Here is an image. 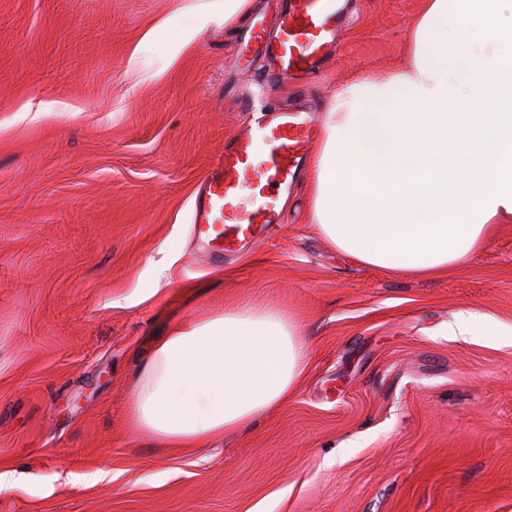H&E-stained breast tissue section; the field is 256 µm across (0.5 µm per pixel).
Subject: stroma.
I'll list each match as a JSON object with an SVG mask.
<instances>
[{"label":"stroma","instance_id":"35a3bbf8","mask_svg":"<svg viewBox=\"0 0 512 512\" xmlns=\"http://www.w3.org/2000/svg\"><path fill=\"white\" fill-rule=\"evenodd\" d=\"M351 2L317 73L281 86L262 58L234 69L248 22L224 0H0V512H512V220L437 276L336 251L304 180L240 250L192 231L252 108L321 115L403 62L420 0ZM237 302L300 322L293 396L205 448L132 433L155 341ZM462 310L478 329L451 337Z\"/></svg>","mask_w":512,"mask_h":512}]
</instances>
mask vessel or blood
I'll return each mask as SVG.
<instances>
[{
	"label": "vessel or blood",
	"mask_w": 512,
	"mask_h": 512,
	"mask_svg": "<svg viewBox=\"0 0 512 512\" xmlns=\"http://www.w3.org/2000/svg\"><path fill=\"white\" fill-rule=\"evenodd\" d=\"M277 29L267 34L256 22L238 51V63L262 56L272 64V81L299 80L316 72L335 46L347 0H274ZM317 120L304 110L272 108L271 118L248 126L225 143L194 201L197 238L212 251L233 250L280 223V197L292 187Z\"/></svg>",
	"instance_id": "obj_1"
}]
</instances>
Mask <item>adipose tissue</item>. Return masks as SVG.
<instances>
[{"instance_id": "obj_1", "label": "adipose tissue", "mask_w": 512, "mask_h": 512, "mask_svg": "<svg viewBox=\"0 0 512 512\" xmlns=\"http://www.w3.org/2000/svg\"><path fill=\"white\" fill-rule=\"evenodd\" d=\"M512 0H422L408 64L333 97L309 169L312 222L365 266L431 275L512 216ZM298 320L247 303L174 323L140 367L134 432L200 448L293 394Z\"/></svg>"}]
</instances>
